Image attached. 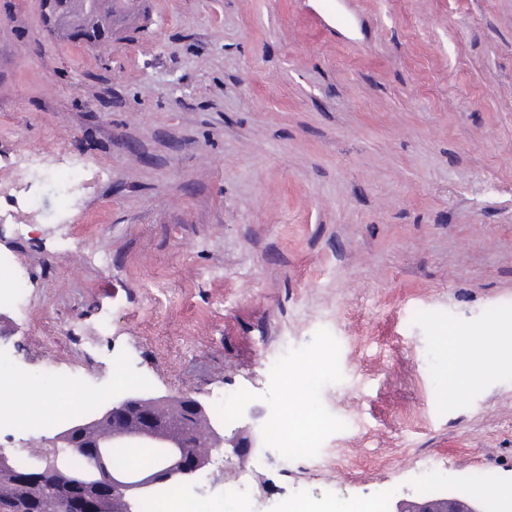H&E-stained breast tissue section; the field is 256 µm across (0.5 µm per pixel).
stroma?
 Segmentation results:
<instances>
[{"mask_svg": "<svg viewBox=\"0 0 512 512\" xmlns=\"http://www.w3.org/2000/svg\"><path fill=\"white\" fill-rule=\"evenodd\" d=\"M112 33L74 44L39 0H0V255L27 307L0 304V407L32 421L0 447L58 432L29 403L47 369L71 423L102 390L99 411L239 387L321 421L322 454L208 465L182 484L195 512H237L243 474L258 512L479 486L512 505V339L462 391L440 341L512 320V0H130ZM27 149L84 160L71 237L53 172L15 182ZM329 340L318 398L264 376L283 342L313 361Z\"/></svg>", "mask_w": 512, "mask_h": 512, "instance_id": "1", "label": "stroma"}]
</instances>
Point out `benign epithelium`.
<instances>
[{"mask_svg": "<svg viewBox=\"0 0 512 512\" xmlns=\"http://www.w3.org/2000/svg\"><path fill=\"white\" fill-rule=\"evenodd\" d=\"M46 22L58 25L57 15L65 0H40ZM73 39L102 48L112 42V28L96 23ZM259 414L252 407L243 410L244 425L226 433L223 423L210 419L208 408L198 398L181 396L140 397L130 395L112 403L89 419L67 424L52 444L42 449L38 467L20 471L9 453L0 448V477L19 487L46 486L60 490L65 512H135L136 503L157 490L192 478L210 464L212 454L232 449L236 456L265 448V436L258 428ZM197 423L206 424L210 450L197 455L186 450L187 431ZM162 448L159 462L145 471L111 468L104 448ZM76 448L95 459L89 478L60 472L56 449ZM435 501L441 512H484L479 499L462 501L442 490Z\"/></svg>", "mask_w": 512, "mask_h": 512, "instance_id": "1", "label": "benign epithelium"}]
</instances>
